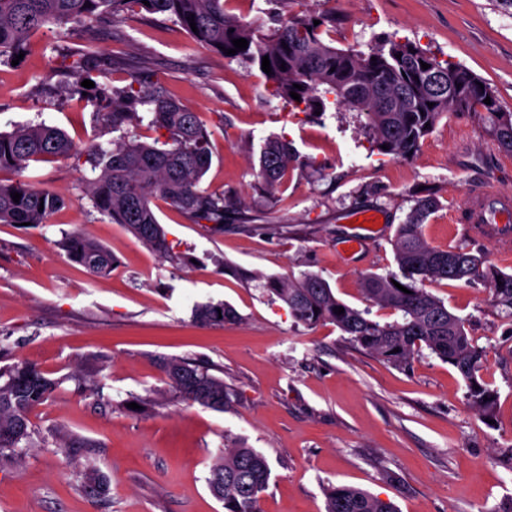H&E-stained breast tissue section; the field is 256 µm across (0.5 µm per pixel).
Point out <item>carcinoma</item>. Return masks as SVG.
<instances>
[{
    "instance_id": "carcinoma-1",
    "label": "carcinoma",
    "mask_w": 512,
    "mask_h": 512,
    "mask_svg": "<svg viewBox=\"0 0 512 512\" xmlns=\"http://www.w3.org/2000/svg\"><path fill=\"white\" fill-rule=\"evenodd\" d=\"M229 0H0V63L27 52L30 38L49 27L66 26L91 30L107 18L122 13L166 15L190 38L225 55L232 40L244 38L248 47L235 57L262 66L270 60L273 95L294 110L312 114L326 112L328 105L348 107L365 117L373 149L394 159L410 157L433 126L444 116L474 114L484 121L498 148L512 155V112L504 111L495 89L465 66L422 50L407 40L387 37L369 52L336 48L327 41L329 16L304 12L288 15L280 26L268 31L245 22L228 11ZM194 16L197 31L187 17ZM320 24H314V21ZM401 57H396V54ZM99 50L90 41L77 50V59L65 74L72 78L71 92L81 89L97 67ZM429 64L428 70L421 63ZM302 89L295 88V85ZM300 95V100L290 92ZM491 98V104L484 103ZM433 107H428V104ZM94 105L100 109V124L117 132L138 125L144 116L137 106L149 105L153 142L119 138L111 147L100 144L80 149L68 134L55 126L38 123L0 132V172L11 170L17 179L0 180V224L30 223L36 228L67 204L64 196L35 187L23 173L31 164L48 158L69 160L84 157L95 176L86 181L93 208L116 224L124 225L160 258L179 263L167 233L151 203L160 196L195 224L224 228L225 198L222 191H209L200 182L212 162V132L198 115L161 90L150 94L132 87L116 93L112 87L97 88ZM388 149H382V146ZM303 164L291 143L270 137L262 144L256 177L267 192H275L288 171ZM21 194L14 202L11 194ZM437 196L428 191L418 197L393 241L399 273H370L362 282L365 301L399 313L393 321L369 317L370 310L352 307L338 299L328 282L316 273L300 277H271L265 288L288 307L292 317L305 326L331 323L350 342L375 357L398 367L408 364L415 349L424 346L451 365L467 384L470 406L483 418L493 419L497 391L484 381V352L473 346L464 322L428 292V281L470 283L481 280L495 301L512 316V274L496 270L485 256L464 249L431 245L424 223L438 208ZM68 258L95 276L112 271V252L81 232L71 231L60 240ZM402 285L410 290L404 293ZM344 308L337 314L334 308ZM200 325L234 324L237 311L223 302L198 303L193 310ZM165 387L161 399L175 398L188 404L222 412L232 407L234 390L209 369L178 357L158 360ZM61 380L47 376L36 365L20 360L0 368V456L32 444L29 415L48 400ZM81 485L92 499L109 491L106 477L90 465L80 470ZM271 478L268 459L243 444L226 445L212 461L207 484L222 503L224 512H259ZM325 512H398L390 501L347 486L324 488Z\"/></svg>"
}]
</instances>
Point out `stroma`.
<instances>
[{
  "label": "stroma",
  "instance_id": "obj_1",
  "mask_svg": "<svg viewBox=\"0 0 512 512\" xmlns=\"http://www.w3.org/2000/svg\"><path fill=\"white\" fill-rule=\"evenodd\" d=\"M329 12L336 46L368 50L381 37L416 43L458 62L496 90L512 112V0H239L235 15L264 28L277 16ZM91 39L97 85L159 88L199 112L212 130L213 161L202 185L232 206L223 231L195 224L163 199L153 208L185 260H162L124 226L98 214L84 192L89 170L42 161L26 175L67 205L47 224H0V367L37 365L62 385L31 414V448L0 460V512H223L209 492L213 458L224 445L262 452L272 467L261 512H324L323 489L348 485L392 501L398 512H501L512 503V317L488 287L446 280L426 288L465 322L485 352L484 379L499 393L494 422L469 406L462 377L429 350L408 367L355 347L334 325L297 323L265 290L262 276L321 275L337 297L367 307L366 274L396 271V229L421 188L440 209L425 235L440 248L484 252L512 273V238L482 239L454 214L491 189L512 197V155L471 115L442 117L406 159L370 149L363 117L346 108L310 115L274 96L257 65L196 44L169 17L123 14L85 34L56 27L35 34L18 65L0 64V132L46 122L81 147L112 140L87 97L64 93L65 54ZM280 136L303 159L286 191L258 188L261 144ZM380 216L363 250H341L350 217ZM80 230L116 258L91 275L59 242ZM252 272L253 280L232 275ZM226 302L233 325L202 326L192 309ZM370 308V307H367ZM391 320L390 310L370 308ZM182 357L233 387V407L216 412L170 402L140 413L131 402L163 388L156 363ZM79 447L62 453L58 429ZM105 475L110 492L92 501L77 475Z\"/></svg>",
  "mask_w": 512,
  "mask_h": 512
}]
</instances>
